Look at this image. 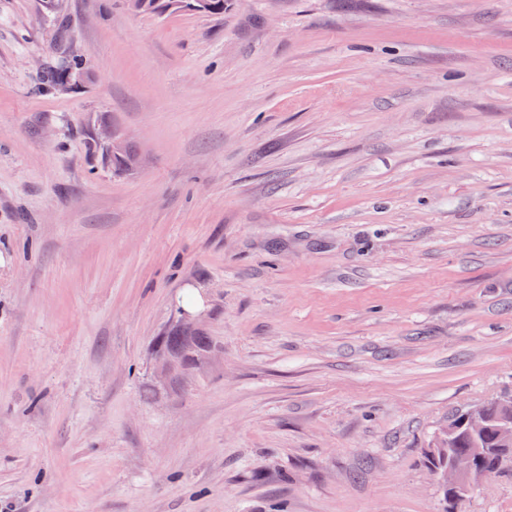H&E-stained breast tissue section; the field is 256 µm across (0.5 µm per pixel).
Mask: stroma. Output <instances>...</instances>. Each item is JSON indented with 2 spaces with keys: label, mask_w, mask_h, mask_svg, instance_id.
I'll use <instances>...</instances> for the list:
<instances>
[{
  "label": "stroma",
  "mask_w": 512,
  "mask_h": 512,
  "mask_svg": "<svg viewBox=\"0 0 512 512\" xmlns=\"http://www.w3.org/2000/svg\"><path fill=\"white\" fill-rule=\"evenodd\" d=\"M227 4L0 0V512H443L434 433L512 394V0ZM96 139L109 155L119 151L123 141L120 132L110 125H102L99 127L96 133ZM135 156H137L136 151L125 141L120 153L113 154L112 158L104 160L102 151L101 158L103 163L111 166L115 172L120 173V171L125 170L127 164ZM189 315L183 313L180 322V328L183 334L179 330H174L167 334V336H159L156 341V348L158 350H174L169 352H159L154 355V373L155 379L161 383H166L172 378L183 365V361L188 355L189 346L179 349L184 345L185 337L191 338L192 351L194 355H203L210 351L213 345V341L210 336H202L201 334H195L196 328L189 322ZM184 335V336H183ZM195 335V336H194Z\"/></svg>",
  "instance_id": "obj_1"
}]
</instances>
